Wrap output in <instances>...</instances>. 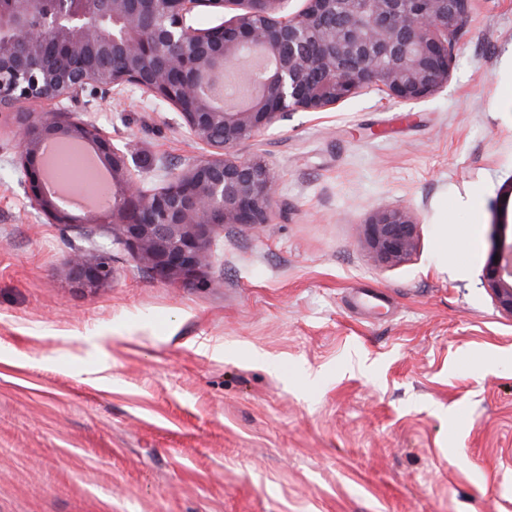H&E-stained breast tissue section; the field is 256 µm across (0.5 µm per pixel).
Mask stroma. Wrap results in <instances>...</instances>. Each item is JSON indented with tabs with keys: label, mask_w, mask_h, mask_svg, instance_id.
Segmentation results:
<instances>
[{
	"label": "stroma",
	"mask_w": 512,
	"mask_h": 512,
	"mask_svg": "<svg viewBox=\"0 0 512 512\" xmlns=\"http://www.w3.org/2000/svg\"><path fill=\"white\" fill-rule=\"evenodd\" d=\"M452 52L416 104L371 92L244 141L275 214L225 225L187 284L107 207L47 223L0 115V512H512V318L483 284L512 234V0H476ZM85 99L144 189L207 153L139 89ZM402 202L417 251L378 264L363 223ZM101 245L111 278L78 287L67 257Z\"/></svg>",
	"instance_id": "obj_1"
}]
</instances>
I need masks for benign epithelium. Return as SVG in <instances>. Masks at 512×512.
Masks as SVG:
<instances>
[{"label": "benign epithelium", "instance_id": "7a95c632", "mask_svg": "<svg viewBox=\"0 0 512 512\" xmlns=\"http://www.w3.org/2000/svg\"><path fill=\"white\" fill-rule=\"evenodd\" d=\"M0 0V112L30 101H79L88 89L126 86L172 104L208 154L143 190L125 158L92 120L66 112H16L32 205L49 224L69 217L42 190L43 147L81 141L112 172L113 238L161 281H191L208 265L207 243L226 224H267L278 176L238 147L290 112H330L376 91L403 104L448 85L452 47L475 0ZM198 6L230 9L220 24L196 27ZM255 57L253 93L240 105L217 106L209 86ZM418 220L405 204L384 205L364 222L375 261L409 260ZM485 267L496 308L512 317V240L502 237ZM71 280L90 288L112 271L101 248L66 260Z\"/></svg>", "mask_w": 512, "mask_h": 512}]
</instances>
